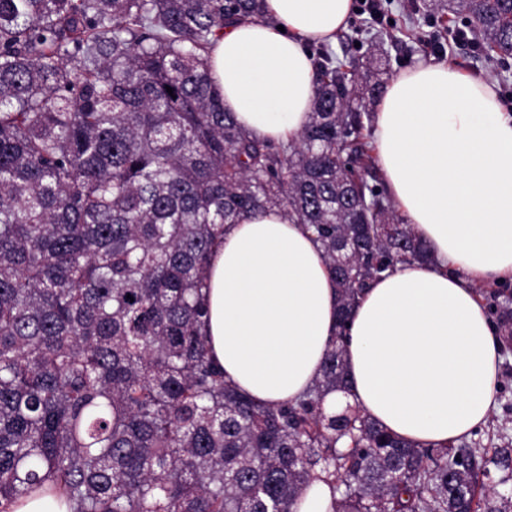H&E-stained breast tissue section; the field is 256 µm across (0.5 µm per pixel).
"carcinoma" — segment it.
<instances>
[{"instance_id": "cac0c4a2", "label": "carcinoma", "mask_w": 512, "mask_h": 512, "mask_svg": "<svg viewBox=\"0 0 512 512\" xmlns=\"http://www.w3.org/2000/svg\"><path fill=\"white\" fill-rule=\"evenodd\" d=\"M411 7L512 56V0ZM260 17L262 0H0V512L34 494L66 512H291L316 480L334 512H512L476 498L479 448L324 413L349 385L361 290L431 254L364 162L382 41L362 75L318 48L310 121L277 143L224 111L206 57ZM273 207L314 230L341 311L313 389L265 405L211 360L202 288L224 226ZM493 463L512 481V448Z\"/></svg>"}]
</instances>
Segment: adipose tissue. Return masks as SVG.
I'll use <instances>...</instances> for the list:
<instances>
[{
    "label": "adipose tissue",
    "mask_w": 512,
    "mask_h": 512,
    "mask_svg": "<svg viewBox=\"0 0 512 512\" xmlns=\"http://www.w3.org/2000/svg\"><path fill=\"white\" fill-rule=\"evenodd\" d=\"M263 19L226 25L210 52L225 111L276 142L308 123L316 65L353 0H263ZM373 145L388 191L432 261L397 265L349 318V392L326 415L359 406L419 446L468 438L489 418L502 344L477 293L512 280V115L493 86L445 62H421L386 87ZM211 356L226 381L267 405L299 399L338 332L336 281L306 225L273 209L226 225L204 290Z\"/></svg>",
    "instance_id": "adipose-tissue-1"
}]
</instances>
